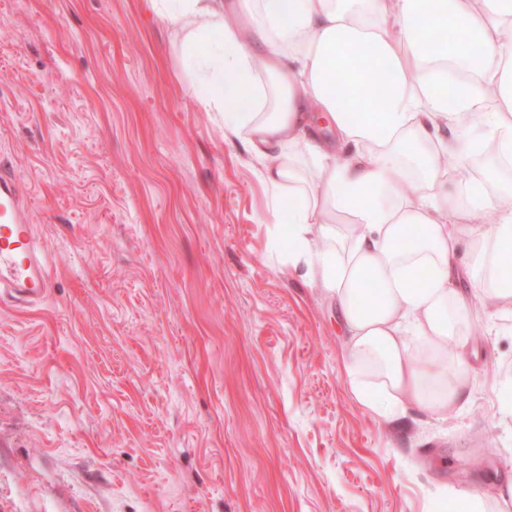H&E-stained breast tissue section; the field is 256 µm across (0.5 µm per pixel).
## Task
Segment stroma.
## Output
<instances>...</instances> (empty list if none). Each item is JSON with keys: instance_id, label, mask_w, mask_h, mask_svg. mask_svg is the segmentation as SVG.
<instances>
[{"instance_id": "1", "label": "stroma", "mask_w": 512, "mask_h": 512, "mask_svg": "<svg viewBox=\"0 0 512 512\" xmlns=\"http://www.w3.org/2000/svg\"><path fill=\"white\" fill-rule=\"evenodd\" d=\"M149 0H0V159L48 259L0 289V512H512V329L448 420L362 407L335 303Z\"/></svg>"}]
</instances>
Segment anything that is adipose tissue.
I'll use <instances>...</instances> for the list:
<instances>
[{"label":"adipose tissue","mask_w":512,"mask_h":512,"mask_svg":"<svg viewBox=\"0 0 512 512\" xmlns=\"http://www.w3.org/2000/svg\"><path fill=\"white\" fill-rule=\"evenodd\" d=\"M150 2L211 37L201 104L261 162L286 262L335 300L353 395L387 421L457 414L471 296L512 316V0ZM371 67L383 99L360 111Z\"/></svg>","instance_id":"1"}]
</instances>
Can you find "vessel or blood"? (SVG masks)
<instances>
[{
	"label": "vessel or blood",
	"instance_id": "1",
	"mask_svg": "<svg viewBox=\"0 0 512 512\" xmlns=\"http://www.w3.org/2000/svg\"><path fill=\"white\" fill-rule=\"evenodd\" d=\"M0 272L25 295L39 297L47 288L46 268L25 211L9 175L0 174Z\"/></svg>",
	"mask_w": 512,
	"mask_h": 512
}]
</instances>
